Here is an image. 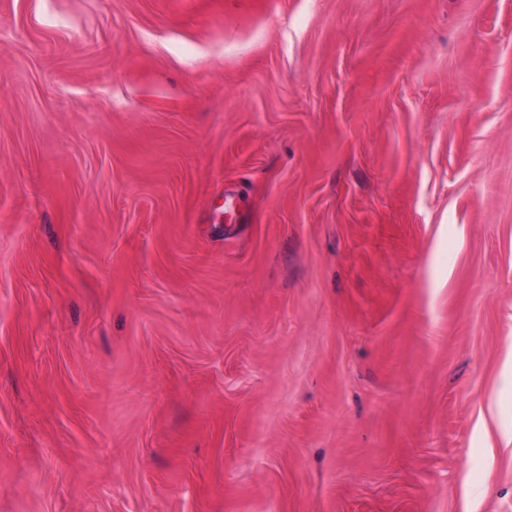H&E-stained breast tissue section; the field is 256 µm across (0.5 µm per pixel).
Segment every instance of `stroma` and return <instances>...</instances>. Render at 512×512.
Instances as JSON below:
<instances>
[{
	"label": "stroma",
	"instance_id": "stroma-1",
	"mask_svg": "<svg viewBox=\"0 0 512 512\" xmlns=\"http://www.w3.org/2000/svg\"><path fill=\"white\" fill-rule=\"evenodd\" d=\"M0 512H512V0H0Z\"/></svg>",
	"mask_w": 512,
	"mask_h": 512
}]
</instances>
